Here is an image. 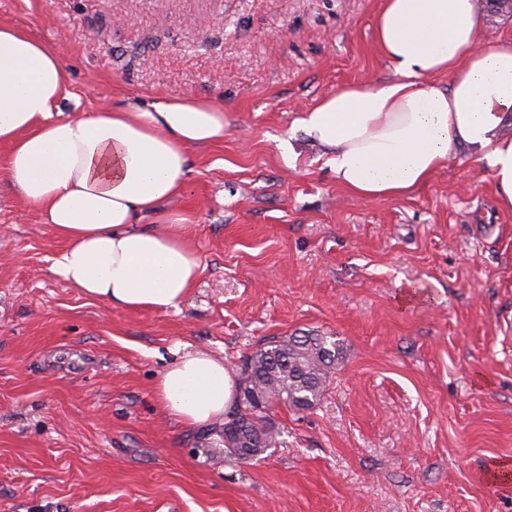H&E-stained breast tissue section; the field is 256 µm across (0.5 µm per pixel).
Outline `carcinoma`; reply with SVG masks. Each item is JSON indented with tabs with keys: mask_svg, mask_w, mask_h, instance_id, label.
<instances>
[{
	"mask_svg": "<svg viewBox=\"0 0 512 512\" xmlns=\"http://www.w3.org/2000/svg\"><path fill=\"white\" fill-rule=\"evenodd\" d=\"M343 354L340 339L307 330L271 341L248 356L241 366L237 407L221 429L224 452L247 461L274 447L278 433L268 423L270 407L312 409Z\"/></svg>",
	"mask_w": 512,
	"mask_h": 512,
	"instance_id": "cac0c4a2",
	"label": "carcinoma"
}]
</instances>
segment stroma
<instances>
[{
	"label": "stroma",
	"mask_w": 512,
	"mask_h": 512,
	"mask_svg": "<svg viewBox=\"0 0 512 512\" xmlns=\"http://www.w3.org/2000/svg\"><path fill=\"white\" fill-rule=\"evenodd\" d=\"M381 0H0L63 48L79 108L190 93L224 105L192 150L202 271L176 309L130 312L50 270L64 243L21 204L0 146V512H512V212L469 150L416 192L343 189L300 121L394 70ZM316 329L346 355L318 404L271 406L239 461L154 384L176 352L231 370Z\"/></svg>",
	"instance_id": "obj_1"
}]
</instances>
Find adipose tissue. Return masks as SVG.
<instances>
[{"instance_id": "obj_1", "label": "adipose tissue", "mask_w": 512, "mask_h": 512, "mask_svg": "<svg viewBox=\"0 0 512 512\" xmlns=\"http://www.w3.org/2000/svg\"><path fill=\"white\" fill-rule=\"evenodd\" d=\"M484 26L476 0H382L374 40L394 78L343 86L301 120L348 192L409 195L464 146L512 211V33L488 44ZM69 84L60 48L0 22L6 178L65 243L51 270L115 308L179 307L201 258L190 217L162 205L186 190L188 150L223 142L224 105L169 94L67 115ZM236 391L223 360L204 352L178 357L154 387L164 412L192 428L221 421Z\"/></svg>"}]
</instances>
